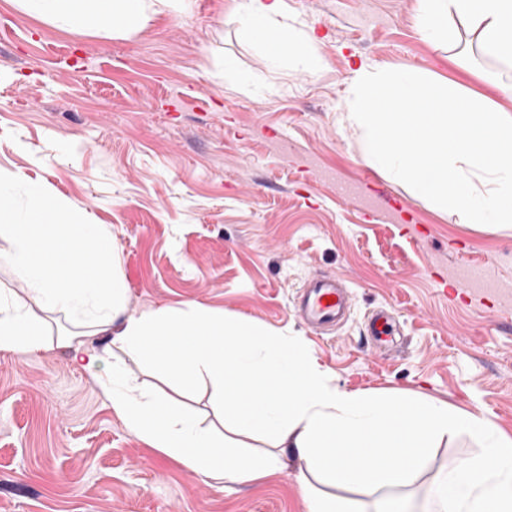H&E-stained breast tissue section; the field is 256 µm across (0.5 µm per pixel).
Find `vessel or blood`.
I'll return each mask as SVG.
<instances>
[{
    "instance_id": "obj_1",
    "label": "vessel or blood",
    "mask_w": 512,
    "mask_h": 512,
    "mask_svg": "<svg viewBox=\"0 0 512 512\" xmlns=\"http://www.w3.org/2000/svg\"><path fill=\"white\" fill-rule=\"evenodd\" d=\"M298 318L310 329L327 334L336 330L348 313V290L334 276L307 279L295 296Z\"/></svg>"
}]
</instances>
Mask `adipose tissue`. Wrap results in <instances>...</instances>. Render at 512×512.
<instances>
[{
	"label": "adipose tissue",
	"mask_w": 512,
	"mask_h": 512,
	"mask_svg": "<svg viewBox=\"0 0 512 512\" xmlns=\"http://www.w3.org/2000/svg\"><path fill=\"white\" fill-rule=\"evenodd\" d=\"M27 12L75 33L108 29L122 34L152 15L187 11L192 0H17ZM425 39L459 44L449 25L470 27L482 52L512 65V0H423ZM249 35L269 61L313 62L318 38L283 18L281 0H243ZM18 210L0 182V237L9 260L28 285L35 310L0 295V352L34 353L45 346V314L62 313L77 326L57 344L86 368L106 366L99 386L112 409L147 443L208 479L258 482L305 461L302 487L310 512H354L333 488L373 491L411 485L440 438L463 431L480 449L441 474L432 488L435 512H512V437L483 416L447 403L400 394H347L307 358L298 340L202 304L169 306L138 316L125 313L126 287L116 244L101 225L48 202L41 186H27ZM107 337L98 352L86 336ZM123 352L192 385L208 378L227 408V433L202 427L195 416L158 395L130 386L114 356ZM247 437L269 441L266 451L246 449Z\"/></svg>",
	"instance_id": "ef3b65f1"
}]
</instances>
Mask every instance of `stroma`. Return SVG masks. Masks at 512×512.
<instances>
[{"mask_svg":"<svg viewBox=\"0 0 512 512\" xmlns=\"http://www.w3.org/2000/svg\"><path fill=\"white\" fill-rule=\"evenodd\" d=\"M315 28L319 63L267 64L240 0H193L125 35L74 33L0 0V177L111 232L127 312L198 302L296 338L339 391L410 393L512 434V225L440 212L360 157L338 116L360 62L448 79L512 113V67L425 40L421 0H282ZM350 287L319 335L293 312L309 277ZM390 309L399 349L371 343ZM0 353V512H309L303 461L261 483L204 481L111 408L95 371L56 345ZM458 432L409 487L345 491L362 512H430L444 470L476 454Z\"/></svg>","mask_w":512,"mask_h":512,"instance_id":"1","label":"stroma"}]
</instances>
